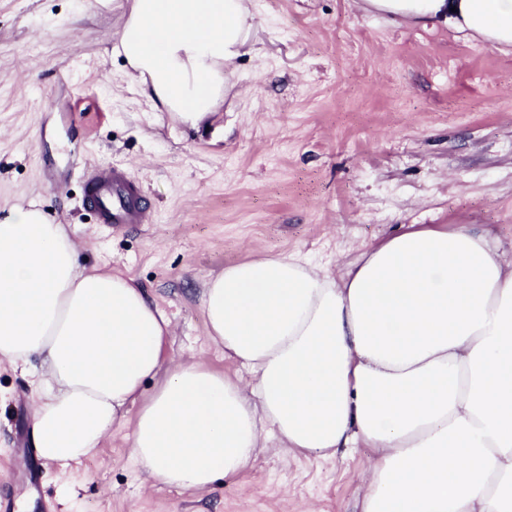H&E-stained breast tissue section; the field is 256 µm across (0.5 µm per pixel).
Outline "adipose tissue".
Instances as JSON below:
<instances>
[{
  "label": "adipose tissue",
  "instance_id": "adipose-tissue-1",
  "mask_svg": "<svg viewBox=\"0 0 512 512\" xmlns=\"http://www.w3.org/2000/svg\"><path fill=\"white\" fill-rule=\"evenodd\" d=\"M362 2L512 51V0ZM251 6L131 0L114 49L156 109L195 126L218 110ZM81 250L36 202L0 216V364L32 378L41 459L81 464L128 421L149 480L203 490L273 437L324 459L372 449L362 512H512V260L489 232L408 230L338 277L297 255L211 275L208 335L253 374L248 388L199 362L166 366L167 316Z\"/></svg>",
  "mask_w": 512,
  "mask_h": 512
}]
</instances>
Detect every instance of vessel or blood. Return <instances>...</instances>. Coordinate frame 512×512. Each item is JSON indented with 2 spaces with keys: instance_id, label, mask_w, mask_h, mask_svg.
<instances>
[{
  "instance_id": "b4317fda",
  "label": "vessel or blood",
  "mask_w": 512,
  "mask_h": 512,
  "mask_svg": "<svg viewBox=\"0 0 512 512\" xmlns=\"http://www.w3.org/2000/svg\"><path fill=\"white\" fill-rule=\"evenodd\" d=\"M87 195L96 205L104 224H142L146 213L140 202V189L124 171L113 170L110 178H91Z\"/></svg>"
}]
</instances>
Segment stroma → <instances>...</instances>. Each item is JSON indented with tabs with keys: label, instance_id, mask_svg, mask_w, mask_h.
Returning a JSON list of instances; mask_svg holds the SVG:
<instances>
[{
	"label": "stroma",
	"instance_id": "1",
	"mask_svg": "<svg viewBox=\"0 0 512 512\" xmlns=\"http://www.w3.org/2000/svg\"><path fill=\"white\" fill-rule=\"evenodd\" d=\"M125 0H0V214L36 201L171 321L166 364L248 383L208 338V276L299 254L334 275L410 225L490 229L512 256V52L445 26H408L354 0H253L256 53L192 127L126 74ZM123 166L150 221L115 229L84 199ZM0 512H357L373 452L321 459L269 449L196 491L153 483L131 428L68 472L32 444L28 377L0 369Z\"/></svg>",
	"mask_w": 512,
	"mask_h": 512
}]
</instances>
